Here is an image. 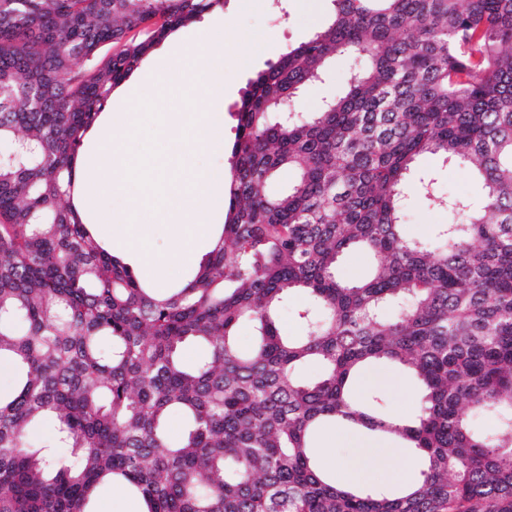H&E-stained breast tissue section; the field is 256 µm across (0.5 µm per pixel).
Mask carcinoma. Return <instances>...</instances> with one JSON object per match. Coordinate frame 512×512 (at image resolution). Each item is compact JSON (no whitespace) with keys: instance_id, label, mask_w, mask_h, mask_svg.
Returning a JSON list of instances; mask_svg holds the SVG:
<instances>
[{"instance_id":"1","label":"carcinoma","mask_w":512,"mask_h":512,"mask_svg":"<svg viewBox=\"0 0 512 512\" xmlns=\"http://www.w3.org/2000/svg\"><path fill=\"white\" fill-rule=\"evenodd\" d=\"M332 2L322 31L250 81L223 231L167 290L90 232L76 165L114 89L223 0H0V361L16 370L0 393V512H89L108 484L144 512H512V0ZM343 54L340 92L298 115ZM427 154L479 195L443 192L418 167ZM414 196L448 213L426 239L403 232ZM351 251L371 272L345 281ZM297 293L305 333L287 336ZM308 362L319 379L296 376ZM374 362L420 385L406 423L353 397ZM49 417L73 460L30 449ZM327 424L412 449L417 479L339 486L314 456Z\"/></svg>"}]
</instances>
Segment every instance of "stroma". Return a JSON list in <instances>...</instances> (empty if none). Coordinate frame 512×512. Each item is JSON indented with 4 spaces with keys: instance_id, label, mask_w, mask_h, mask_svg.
<instances>
[{
    "instance_id": "obj_1",
    "label": "stroma",
    "mask_w": 512,
    "mask_h": 512,
    "mask_svg": "<svg viewBox=\"0 0 512 512\" xmlns=\"http://www.w3.org/2000/svg\"><path fill=\"white\" fill-rule=\"evenodd\" d=\"M231 17L233 27L252 38L248 47L240 49L225 45L228 64L224 70V141L232 143L234 112L250 79L276 61L288 47L310 39L325 27L332 16L330 0H224L221 9L204 14L197 22L179 29L137 69V76H145L163 66L169 51H192L205 31L223 17ZM353 61L349 56L336 57L331 68L334 79L308 85L300 95L296 108L302 113L318 111L322 102L334 96L340 80L350 71ZM356 394L366 399L382 394L388 412L404 408L406 414L415 413L422 404V392L411 374L390 363L369 365L355 386Z\"/></svg>"
}]
</instances>
